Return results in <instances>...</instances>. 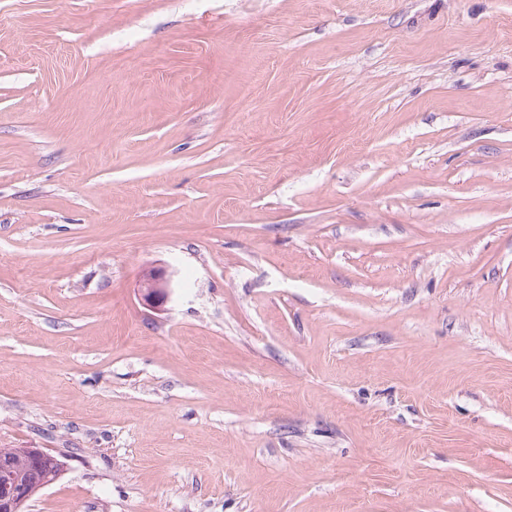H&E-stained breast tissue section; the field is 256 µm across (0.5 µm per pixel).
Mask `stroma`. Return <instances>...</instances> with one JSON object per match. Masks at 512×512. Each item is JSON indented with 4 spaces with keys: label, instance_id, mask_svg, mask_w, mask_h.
<instances>
[{
    "label": "stroma",
    "instance_id": "35a3bbf8",
    "mask_svg": "<svg viewBox=\"0 0 512 512\" xmlns=\"http://www.w3.org/2000/svg\"><path fill=\"white\" fill-rule=\"evenodd\" d=\"M0 448L25 512H512V0H0ZM139 288L142 304L149 308H159L167 301L172 287L165 270L149 269L142 274ZM11 456L15 459H23L24 461L32 460L43 467H50L54 465L53 472L48 477L41 478V474L31 466L22 464L20 462L15 463V467L9 469L7 475H15L17 478L20 477L23 481H35L38 480L39 484H45L53 481L61 471L62 464H56V459L50 454L43 451L41 448H12L10 450ZM56 464V465H55Z\"/></svg>",
    "mask_w": 512,
    "mask_h": 512
}]
</instances>
